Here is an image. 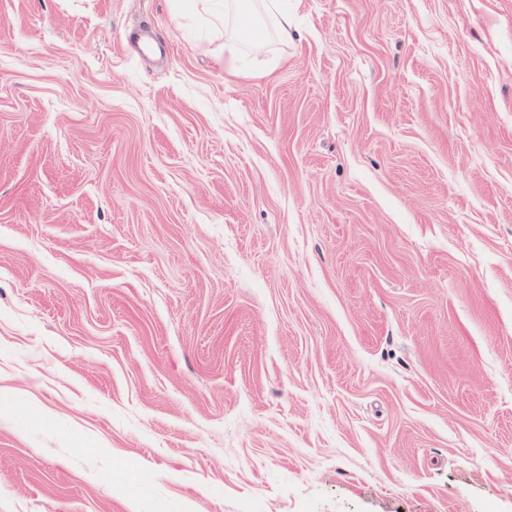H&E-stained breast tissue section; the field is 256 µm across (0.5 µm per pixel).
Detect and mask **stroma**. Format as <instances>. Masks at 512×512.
Listing matches in <instances>:
<instances>
[{
	"label": "stroma",
	"mask_w": 512,
	"mask_h": 512,
	"mask_svg": "<svg viewBox=\"0 0 512 512\" xmlns=\"http://www.w3.org/2000/svg\"><path fill=\"white\" fill-rule=\"evenodd\" d=\"M0 0V512H512V0ZM197 11L212 17L215 24L224 27L227 35L225 50L234 65L246 50L257 52L268 41L270 29L280 42L292 37V21L284 11L281 0H191ZM258 35L248 36L254 31Z\"/></svg>",
	"instance_id": "obj_1"
}]
</instances>
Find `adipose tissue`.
<instances>
[{
  "mask_svg": "<svg viewBox=\"0 0 512 512\" xmlns=\"http://www.w3.org/2000/svg\"><path fill=\"white\" fill-rule=\"evenodd\" d=\"M194 9L212 17L227 35L230 61L246 51L263 49L269 37L285 42L292 36V21L281 0H192Z\"/></svg>",
  "mask_w": 512,
  "mask_h": 512,
  "instance_id": "adipose-tissue-1",
  "label": "adipose tissue"
}]
</instances>
